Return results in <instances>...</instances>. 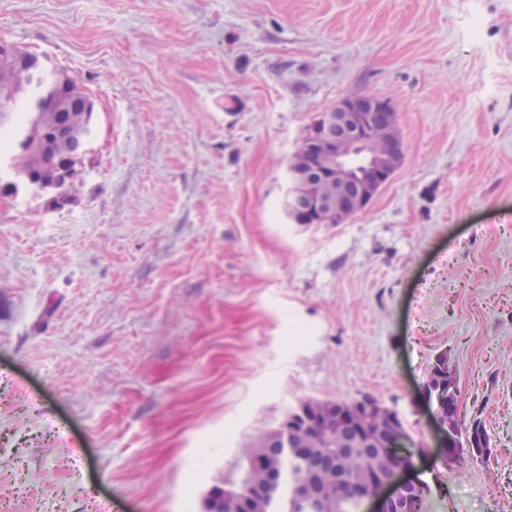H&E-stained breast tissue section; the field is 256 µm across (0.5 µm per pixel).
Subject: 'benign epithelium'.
<instances>
[{
    "label": "benign epithelium",
    "instance_id": "7a95c632",
    "mask_svg": "<svg viewBox=\"0 0 512 512\" xmlns=\"http://www.w3.org/2000/svg\"><path fill=\"white\" fill-rule=\"evenodd\" d=\"M34 67L32 55L13 46L0 47V79H9L16 70ZM376 109H391V104L373 95H350L335 107L327 110L322 123L334 124L343 130L336 141L324 143L318 139L301 141L288 167L291 187L289 197L303 195L309 198L311 207L305 217L297 216L291 207H286L289 219L296 224H331L336 216L345 212L362 211L378 191L400 168L404 159L403 145L399 135L396 117H391L383 127L368 125V116ZM81 130L91 134V127L81 123V117L74 116L54 130V136L45 140V147L53 150L61 146L74 132ZM317 156L322 171L320 178L307 174L309 158ZM13 173L11 187H23L38 195L47 191L45 183L30 176L14 160L0 164ZM456 377L448 365V353L441 352L431 369L425 384V396L434 406V423L438 431L440 459L446 464L455 463L463 452L485 454L488 452L485 440L474 436L461 437L454 427L455 402L450 394L455 392ZM315 404L303 403L298 406L297 415L285 417L268 435L256 438L251 443L250 456L257 459L270 438L281 440L288 449L296 448L291 440L298 418L306 422L305 429L315 435L323 451H329V426L339 421L348 423L358 436H366L374 444L377 455L397 461L402 455L395 451L401 440L406 438L398 414L381 406L366 396L352 403L341 404L322 416L317 415ZM407 465L392 468L385 476L361 481L356 499L358 506L368 502L367 512H414L417 498L426 488L417 480L402 478ZM259 482L250 485L245 499L231 497L232 502H241L237 512H268L266 494L276 483V467L265 463L259 468ZM303 496L305 505L312 512H331L336 503V477H322L317 488L306 485Z\"/></svg>",
    "mask_w": 512,
    "mask_h": 512
}]
</instances>
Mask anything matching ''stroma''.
Here are the masks:
<instances>
[{
  "label": "stroma",
  "instance_id": "stroma-1",
  "mask_svg": "<svg viewBox=\"0 0 512 512\" xmlns=\"http://www.w3.org/2000/svg\"><path fill=\"white\" fill-rule=\"evenodd\" d=\"M0 43L95 109L69 202L0 195V504L204 512L308 398L435 448L444 351L491 454L409 475L427 512H512V0H0ZM353 93L404 162L293 223L291 157Z\"/></svg>",
  "mask_w": 512,
  "mask_h": 512
}]
</instances>
